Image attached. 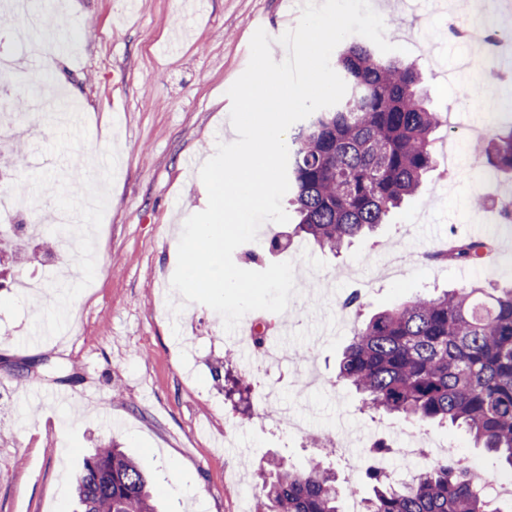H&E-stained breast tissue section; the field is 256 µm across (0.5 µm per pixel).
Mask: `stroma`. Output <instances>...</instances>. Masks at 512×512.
Masks as SVG:
<instances>
[{"instance_id": "obj_1", "label": "stroma", "mask_w": 512, "mask_h": 512, "mask_svg": "<svg viewBox=\"0 0 512 512\" xmlns=\"http://www.w3.org/2000/svg\"><path fill=\"white\" fill-rule=\"evenodd\" d=\"M417 11L383 5L385 38L405 46V60L424 79L435 112L459 108L463 83L445 79L427 55L441 52L453 69L465 44L453 28L429 30L411 42L434 8ZM301 0H49L45 19L64 24L72 43L58 57L51 43L39 53L49 82L29 97L15 143L0 161L10 166L15 194L31 202L15 215L30 258L0 280V512H74V477L96 448L117 443L146 472L159 512H256L255 485L271 458L302 466L321 457L342 488L368 494L365 474L324 453L338 436L368 441H444L493 476L512 474L501 459L475 447L461 429L373 413L360 395L337 383L336 357L354 327L373 313L419 292L461 288L478 270L449 267L428 255L448 238L495 236V260L512 264V234L497 231L491 205L472 204L463 170L435 163L419 194L372 235L335 255L296 238L288 249L269 242L280 224L264 223L250 247L237 248L235 264L262 271L275 262L294 265L297 292L288 309L247 313L245 323L273 318L285 350L279 363L252 372L238 334H226L219 314L171 298L179 236L185 219L204 210L207 190L187 172L189 156L207 161L214 144L237 135L230 122L228 89L246 69L257 29L271 38L287 30ZM443 68V69H444ZM67 90L83 107L80 133L58 126L49 105ZM78 152L93 170L106 169L101 200L84 224L73 227L70 250L88 245L100 258L88 280L64 283L65 259L50 255L41 234L51 213L79 208V179L64 158ZM411 257L399 274L388 254ZM361 289L360 314L344 311L341 294ZM70 331L25 343L59 316ZM226 357L232 376L248 385L249 399L217 386L210 366ZM315 366L320 385L300 395L294 374ZM275 384L278 411L301 421L297 431L260 424L255 398Z\"/></svg>"}]
</instances>
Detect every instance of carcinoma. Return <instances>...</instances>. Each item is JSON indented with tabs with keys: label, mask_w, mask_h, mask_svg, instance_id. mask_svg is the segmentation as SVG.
I'll return each instance as SVG.
<instances>
[{
	"label": "carcinoma",
	"mask_w": 512,
	"mask_h": 512,
	"mask_svg": "<svg viewBox=\"0 0 512 512\" xmlns=\"http://www.w3.org/2000/svg\"><path fill=\"white\" fill-rule=\"evenodd\" d=\"M347 92L290 135L288 179L294 234L322 250L372 231L420 188L434 164L438 112L427 109L416 64L352 42L337 54ZM485 164L512 172V126L492 129ZM492 249L463 238L447 263L480 267ZM336 381L376 412L461 425L512 469V284L445 289L380 312L356 326ZM364 512H501L476 493L452 457L397 485L381 470ZM79 512H155L149 477L119 448H99L75 477ZM263 512H343L336 473L318 461L261 475Z\"/></svg>",
	"instance_id": "carcinoma-1"
}]
</instances>
